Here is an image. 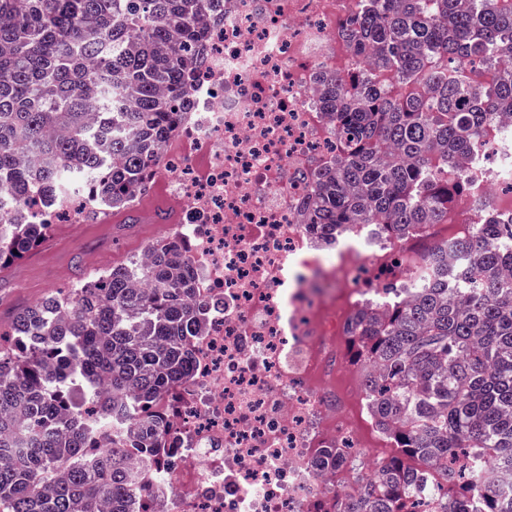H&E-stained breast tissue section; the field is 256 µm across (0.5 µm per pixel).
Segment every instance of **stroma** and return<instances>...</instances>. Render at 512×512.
I'll return each instance as SVG.
<instances>
[{"label":"stroma","mask_w":512,"mask_h":512,"mask_svg":"<svg viewBox=\"0 0 512 512\" xmlns=\"http://www.w3.org/2000/svg\"><path fill=\"white\" fill-rule=\"evenodd\" d=\"M175 230V225L143 218L117 223L109 211L83 223L54 225L32 252L0 268V326L8 325L21 307L73 287L84 276L129 262Z\"/></svg>","instance_id":"1"}]
</instances>
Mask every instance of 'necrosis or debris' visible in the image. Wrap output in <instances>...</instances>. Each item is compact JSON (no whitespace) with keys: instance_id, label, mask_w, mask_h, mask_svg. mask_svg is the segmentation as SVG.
<instances>
[{"instance_id":"necrosis-or-debris-1","label":"necrosis or debris","mask_w":512,"mask_h":512,"mask_svg":"<svg viewBox=\"0 0 512 512\" xmlns=\"http://www.w3.org/2000/svg\"><path fill=\"white\" fill-rule=\"evenodd\" d=\"M362 4L224 0L187 97L191 117L154 165L186 211L203 217L181 230L210 304L191 378L175 388L165 418V512H317L372 478L382 457L372 399L343 343L352 318L407 295L367 286V260L386 254L411 283L423 252L388 242L372 224L338 226L341 286L321 314L307 306L312 292L296 272L318 244L303 222L307 175L341 153L320 80L355 66L381 78L341 31ZM189 156L205 171H190ZM448 176L467 189L430 240L474 235L490 213L511 223L512 114L497 113ZM330 448L340 449V467H319Z\"/></svg>"}]
</instances>
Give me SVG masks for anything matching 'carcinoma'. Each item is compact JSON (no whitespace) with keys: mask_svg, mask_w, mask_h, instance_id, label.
I'll return each instance as SVG.
<instances>
[{"mask_svg":"<svg viewBox=\"0 0 512 512\" xmlns=\"http://www.w3.org/2000/svg\"><path fill=\"white\" fill-rule=\"evenodd\" d=\"M345 22L358 54L398 79L435 85L400 97L353 69L335 88L336 162L313 172L306 223L382 220L390 237L439 224L466 189L440 177L482 121L512 107V69L474 87L458 57L512 59V10L492 0H371ZM224 0H0V265L35 248L76 192L128 210L149 183L205 60ZM430 247L412 296L348 331L351 364L397 454L328 512H512V490L464 458L512 473V225L482 224ZM146 262L98 272L18 310L0 338V512H142L157 491L166 397L189 378L209 315L180 234ZM112 447L97 448L100 434ZM141 466L130 468L132 456Z\"/></svg>","mask_w":512,"mask_h":512,"instance_id":"obj_1","label":"carcinoma"}]
</instances>
